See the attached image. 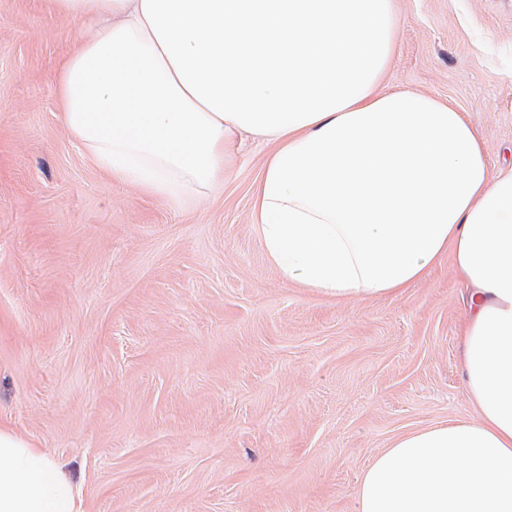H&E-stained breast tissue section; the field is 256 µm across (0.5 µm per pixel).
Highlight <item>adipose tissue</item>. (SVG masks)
<instances>
[{"label":"adipose tissue","mask_w":512,"mask_h":512,"mask_svg":"<svg viewBox=\"0 0 512 512\" xmlns=\"http://www.w3.org/2000/svg\"><path fill=\"white\" fill-rule=\"evenodd\" d=\"M79 24L61 119L108 179L183 203L224 185L237 131L270 142L254 204L284 280L400 294L452 253L469 294L466 390L480 419L396 437L356 512H512V171L490 174L453 106L380 82L392 0H46ZM0 512H83L62 465L0 426Z\"/></svg>","instance_id":"1"}]
</instances>
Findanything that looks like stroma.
Masks as SVG:
<instances>
[{"label":"stroma","instance_id":"35a3bbf8","mask_svg":"<svg viewBox=\"0 0 512 512\" xmlns=\"http://www.w3.org/2000/svg\"><path fill=\"white\" fill-rule=\"evenodd\" d=\"M386 90L451 103L512 168V0H393ZM78 34L0 0V424L59 459L84 512H354L398 435L474 421L452 255L401 294L284 281L253 224L271 148L176 204L105 181L59 117Z\"/></svg>","mask_w":512,"mask_h":512}]
</instances>
